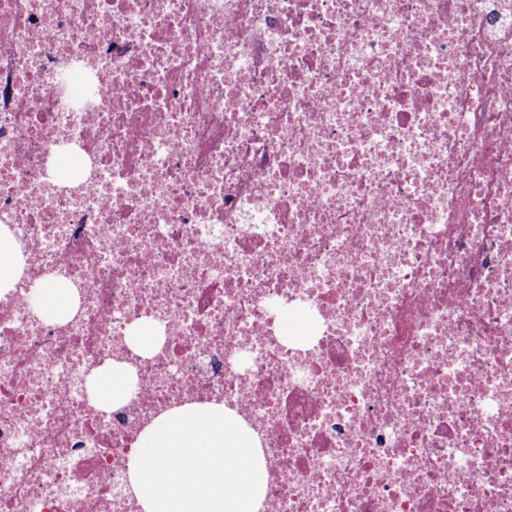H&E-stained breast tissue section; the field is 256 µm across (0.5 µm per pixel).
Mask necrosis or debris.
Masks as SVG:
<instances>
[{
	"mask_svg": "<svg viewBox=\"0 0 512 512\" xmlns=\"http://www.w3.org/2000/svg\"><path fill=\"white\" fill-rule=\"evenodd\" d=\"M0 226V512L209 405L254 512H512V0H0ZM0 288H4L13 283L16 276L19 260V252L17 246L0 235ZM2 239L9 240L10 244H2ZM43 306L57 314H66L70 310V289L63 285L41 288ZM131 374L123 364L115 363L112 369L97 376L96 392L103 407L123 402L131 393Z\"/></svg>",
	"mask_w": 512,
	"mask_h": 512,
	"instance_id": "necrosis-or-debris-1",
	"label": "necrosis or debris"
}]
</instances>
